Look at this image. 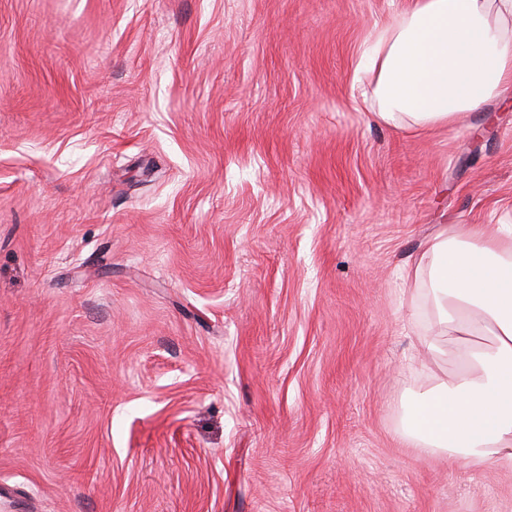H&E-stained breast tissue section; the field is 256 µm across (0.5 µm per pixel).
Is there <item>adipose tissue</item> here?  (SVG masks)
<instances>
[{
    "mask_svg": "<svg viewBox=\"0 0 512 512\" xmlns=\"http://www.w3.org/2000/svg\"><path fill=\"white\" fill-rule=\"evenodd\" d=\"M512 0H411L374 29L354 80L382 122L417 131L452 125L512 84ZM426 291L434 334L400 437L417 456L512 470V225L442 229L407 270ZM452 360L442 378L439 361Z\"/></svg>",
    "mask_w": 512,
    "mask_h": 512,
    "instance_id": "obj_1",
    "label": "adipose tissue"
}]
</instances>
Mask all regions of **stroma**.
Masks as SVG:
<instances>
[{"label":"stroma","instance_id":"1","mask_svg":"<svg viewBox=\"0 0 512 512\" xmlns=\"http://www.w3.org/2000/svg\"><path fill=\"white\" fill-rule=\"evenodd\" d=\"M407 5L0 0V512H512L399 437L404 267L512 224V85L428 134L352 87Z\"/></svg>","mask_w":512,"mask_h":512}]
</instances>
